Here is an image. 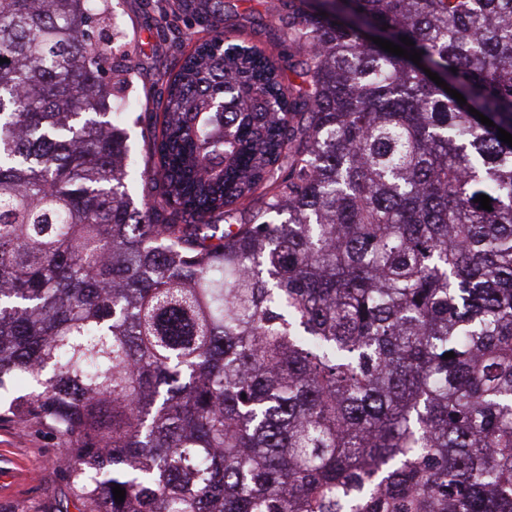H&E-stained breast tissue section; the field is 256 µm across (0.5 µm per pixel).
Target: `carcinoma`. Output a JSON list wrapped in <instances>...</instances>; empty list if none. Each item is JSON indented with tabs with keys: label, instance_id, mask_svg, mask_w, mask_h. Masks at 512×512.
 I'll return each mask as SVG.
<instances>
[{
	"label": "carcinoma",
	"instance_id": "obj_1",
	"mask_svg": "<svg viewBox=\"0 0 512 512\" xmlns=\"http://www.w3.org/2000/svg\"><path fill=\"white\" fill-rule=\"evenodd\" d=\"M110 19L0 0V423L77 512H512V0H288V88L198 38L137 173Z\"/></svg>",
	"mask_w": 512,
	"mask_h": 512
}]
</instances>
